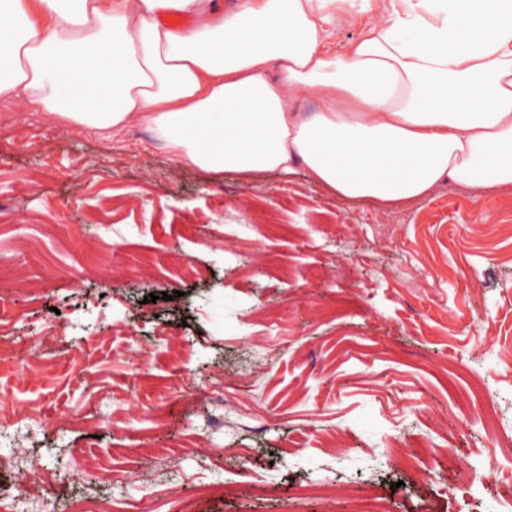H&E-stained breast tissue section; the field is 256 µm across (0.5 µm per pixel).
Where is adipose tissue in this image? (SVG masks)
Returning a JSON list of instances; mask_svg holds the SVG:
<instances>
[{
	"label": "adipose tissue",
	"instance_id": "1",
	"mask_svg": "<svg viewBox=\"0 0 512 512\" xmlns=\"http://www.w3.org/2000/svg\"><path fill=\"white\" fill-rule=\"evenodd\" d=\"M368 7L0 0V100L99 131L140 121L207 172L300 167L345 201L396 207L449 181L512 191V0H387L331 47L329 26ZM295 88L319 108L302 112Z\"/></svg>",
	"mask_w": 512,
	"mask_h": 512
}]
</instances>
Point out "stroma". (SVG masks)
Segmentation results:
<instances>
[{"label":"stroma","instance_id":"35a3bbf8","mask_svg":"<svg viewBox=\"0 0 512 512\" xmlns=\"http://www.w3.org/2000/svg\"><path fill=\"white\" fill-rule=\"evenodd\" d=\"M0 339V416H34L0 436V493L34 512H498L512 493L460 404L482 378L512 429L511 193L342 202L299 167L209 173L145 124L94 132L21 97L0 103ZM228 375L215 435L183 400ZM336 432L350 457L322 448ZM213 482L224 497L197 495Z\"/></svg>","mask_w":512,"mask_h":512}]
</instances>
